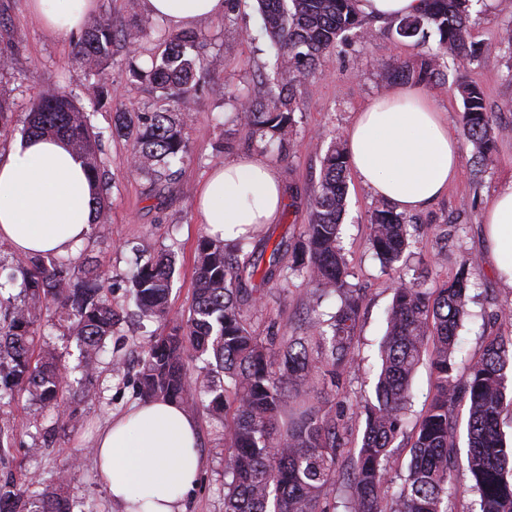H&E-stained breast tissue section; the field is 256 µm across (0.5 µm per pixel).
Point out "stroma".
Segmentation results:
<instances>
[{
	"mask_svg": "<svg viewBox=\"0 0 512 512\" xmlns=\"http://www.w3.org/2000/svg\"><path fill=\"white\" fill-rule=\"evenodd\" d=\"M512 24V0H497L494 10L476 6L470 12L472 40L489 60L459 72L446 60V78L422 83L434 104L460 127L463 105L455 90L458 75L481 87L492 114L496 133L495 162L484 170L474 164V149L461 141V174L437 202L410 214L415 241L406 265L427 272L425 285L441 286L454 278L462 259H470L472 286L468 314L459 330V359L478 354L488 334L512 336V319L501 311L512 310V292L502 288L488 259L481 215L497 186L512 179V45L502 32ZM196 32L206 38L205 51L217 66L214 79L198 91L189 108L185 128L189 156L178 183L165 190L152 189L148 181L130 168L128 144L111 136L112 116L117 112L159 110L166 103L146 85L129 77L125 48L114 45L108 70L112 98L99 105L89 89L86 75L71 60L76 34L45 32L30 11L29 0H0V90L11 114V127L0 136V161L24 136L30 102L47 88L70 95L91 115L92 124L103 132V158L111 177L105 235L89 234L80 245L83 256L93 260L112 284V302L126 319L106 342L93 384L97 397L78 406L75 425L63 427L54 413L37 410L26 393L17 391L10 404L0 407V426L14 428L15 439L0 452V482H16L25 499L58 487L60 469L75 471L63 492L85 512H119L98 477L94 456L88 455L96 432L111 416L139 403L136 379L141 349L149 335L164 331V324L139 325L132 317L129 292L136 270L135 254L153 256L166 251L175 257L172 279L171 319H179L191 303L196 244L205 229L194 207L196 191L209 171L224 161L250 152V131L228 120L225 86L239 84L245 71L267 72L273 51L263 34L256 0H239L235 12L201 22ZM420 47L408 41L384 37L367 44L352 41L327 52L314 74L298 89L300 109L284 159L279 160L286 202L279 223L261 228L246 244L257 254L264 247L298 236L312 214L313 190L319 181L321 160L331 142L373 99L392 86L382 68L396 61H412ZM346 211L342 217L341 246L350 272L349 281L363 299L357 322V343L352 364L342 378L344 406L349 415L350 447H358L365 424L364 405L374 397L378 349L386 329L396 274L383 273L368 243L370 216L378 203L355 176L347 178ZM312 288L302 278L289 276L286 288L265 291L254 312L259 331L275 326L288 334L316 313L335 312L336 299L312 305ZM42 343L54 348L70 373L71 393H80L83 383L79 350L61 328L46 323ZM201 431L203 469L196 488L187 497V512H224V472L229 452L224 445V420L197 413Z\"/></svg>",
	"mask_w": 512,
	"mask_h": 512,
	"instance_id": "stroma-1",
	"label": "stroma"
}]
</instances>
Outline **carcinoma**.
<instances>
[{
    "label": "carcinoma",
    "mask_w": 512,
    "mask_h": 512,
    "mask_svg": "<svg viewBox=\"0 0 512 512\" xmlns=\"http://www.w3.org/2000/svg\"><path fill=\"white\" fill-rule=\"evenodd\" d=\"M472 0H427L418 15L401 18L384 36L411 40L417 46L435 36L416 61L385 69L389 79L437 81L451 56L466 69L482 56L468 25ZM263 29L275 51L273 75L257 97L238 86L227 92L233 121L251 130V145L260 152L286 145L299 109L297 90L316 70L321 54L340 43L372 41L379 32L361 17L357 0H258ZM142 29L117 27L107 16L91 20L74 43L72 61L84 70L104 101L112 94L106 70L116 41L133 57L142 54ZM167 49L151 65L131 66L130 75L169 99L172 112H117L113 133L130 142L131 168L155 186L177 182L187 154L182 111L215 74L213 61L200 53L202 41L191 30L165 33ZM456 90L463 103V131L482 167L494 161L491 115L482 90L465 80ZM27 134L63 139L97 186L93 224L104 223L109 173L101 156L103 134L88 113L66 93L49 89L31 104ZM347 160L334 144L322 159L314 189L312 215L297 242L280 241L265 268L248 257L244 243L203 236L196 247L191 306L169 331L151 336L142 346L137 391L143 399L165 398L190 413L231 412L224 440L231 450L225 470L224 512H330L322 502L345 493V512H453L448 485L460 464L470 476L473 495L467 512H512V445L506 429L512 419V336L486 337L481 353L460 376L457 330L467 315L468 261L455 277L430 292L417 275H398L380 346L375 402L365 409L361 446L344 452L347 424L339 416L319 413L308 404L339 387L353 362L354 334L361 297L347 281L339 247L340 217L346 202ZM369 244L384 270L396 264L412 245L406 217L381 200L370 217ZM292 251L293 263L282 265ZM8 282L22 278L24 297L0 294V405L17 386L41 409L56 413L62 425L76 410H62L69 392V371L54 353L37 351L40 317L55 309L64 334L79 345L85 377L92 379L95 361L120 323L112 306V285L97 268L70 256H15ZM174 263L169 255L148 258L131 281V296L143 321H165ZM312 286L317 297L340 300L329 319L300 325L289 336L262 334L250 312L261 289L246 282L282 286L288 274ZM429 356L434 393L411 436V462L398 485L388 482L394 465V443L405 434L412 382L423 356ZM206 357L198 372L190 362ZM466 407L460 415L459 406ZM0 512H73L69 499L48 492L35 502L24 499L12 481L0 484Z\"/></svg>",
    "instance_id": "carcinoma-1"
}]
</instances>
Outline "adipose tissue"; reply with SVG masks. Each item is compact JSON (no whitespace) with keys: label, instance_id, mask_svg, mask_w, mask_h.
Returning a JSON list of instances; mask_svg holds the SVG:
<instances>
[{"label":"adipose tissue","instance_id":"ef3b65f1","mask_svg":"<svg viewBox=\"0 0 512 512\" xmlns=\"http://www.w3.org/2000/svg\"><path fill=\"white\" fill-rule=\"evenodd\" d=\"M93 0H30L50 32L76 31ZM173 29L224 10V0H141ZM356 179L409 213L424 209L460 174L448 117L420 88L397 86L358 112L343 133ZM285 189L279 169L255 152L225 161L200 184L196 211L209 236L251 240L278 223ZM94 187L61 141L33 137L0 161V243L21 255L74 253L92 222ZM494 272L512 291V180L498 186L482 214ZM198 423L178 403L150 399L112 418L95 441L100 479L122 512H186L202 458Z\"/></svg>","mask_w":512,"mask_h":512}]
</instances>
